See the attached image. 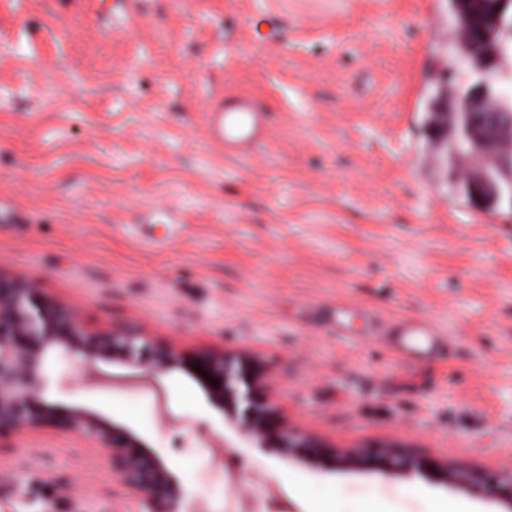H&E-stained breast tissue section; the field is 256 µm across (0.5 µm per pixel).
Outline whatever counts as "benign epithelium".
<instances>
[{"mask_svg": "<svg viewBox=\"0 0 512 512\" xmlns=\"http://www.w3.org/2000/svg\"><path fill=\"white\" fill-rule=\"evenodd\" d=\"M454 13L471 15L469 30L480 42L504 41L508 0H453ZM504 59L489 54L477 67L507 79ZM454 130L443 171L470 187V201L480 207L499 200L503 184L496 172L512 170V151L492 143L472 125V113L456 109L443 125H433L434 138L448 139ZM55 349L86 373L101 362L125 363L150 374H163L185 361L172 345H156L139 331L114 325L91 331L68 305L47 296L36 284L0 272V439L24 429L56 428L89 443V453L104 459L123 485L135 492L145 512H187V495L165 463L133 431L108 425L85 408L62 409L46 398L45 357ZM201 370L217 381H205L212 406L238 435L256 445L275 444L299 463L325 460L347 471L374 470L410 479L423 476L445 488L490 499L500 512H512V468L501 476L466 470L404 443L390 442L374 450H339L300 433L271 404L267 374L246 351L206 350L196 356Z\"/></svg>", "mask_w": 512, "mask_h": 512, "instance_id": "obj_1", "label": "benign epithelium"}]
</instances>
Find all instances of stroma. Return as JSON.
<instances>
[{
	"mask_svg": "<svg viewBox=\"0 0 512 512\" xmlns=\"http://www.w3.org/2000/svg\"><path fill=\"white\" fill-rule=\"evenodd\" d=\"M451 0H0V272L92 328L184 353L243 346L297 428L339 447L416 443L465 469L512 461V208L473 206L436 163V92L462 84ZM250 93L274 117L224 154L204 113ZM342 303L427 317L444 361L325 326ZM48 401L132 429L206 512H494L383 473L295 464L242 440L191 363H100ZM0 512H140L84 442L0 447Z\"/></svg>",
	"mask_w": 512,
	"mask_h": 512,
	"instance_id": "35a3bbf8",
	"label": "stroma"
}]
</instances>
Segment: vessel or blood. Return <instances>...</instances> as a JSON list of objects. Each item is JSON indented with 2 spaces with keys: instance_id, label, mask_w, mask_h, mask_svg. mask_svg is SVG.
Returning a JSON list of instances; mask_svg holds the SVG:
<instances>
[{
  "instance_id": "1",
  "label": "vessel or blood",
  "mask_w": 512,
  "mask_h": 512,
  "mask_svg": "<svg viewBox=\"0 0 512 512\" xmlns=\"http://www.w3.org/2000/svg\"><path fill=\"white\" fill-rule=\"evenodd\" d=\"M206 120L212 142L230 153L253 142L269 114L259 98L243 94L217 100L209 107ZM324 320L334 334L354 337L350 312L345 306L329 308ZM383 336L390 353L404 361L439 358L449 344L446 334L424 317L400 319L389 325Z\"/></svg>"
}]
</instances>
